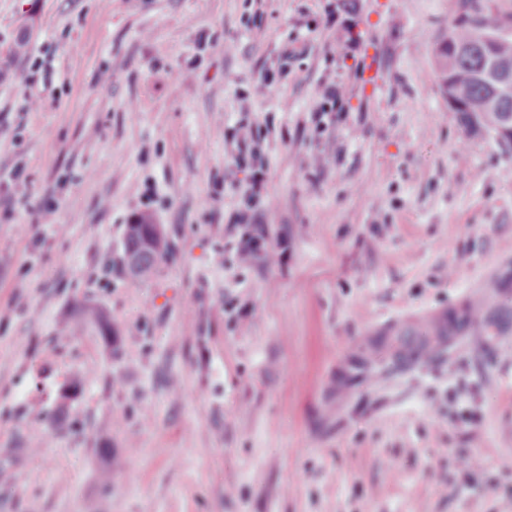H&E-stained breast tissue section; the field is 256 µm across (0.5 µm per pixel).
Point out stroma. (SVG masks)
<instances>
[{"instance_id": "obj_1", "label": "stroma", "mask_w": 512, "mask_h": 512, "mask_svg": "<svg viewBox=\"0 0 512 512\" xmlns=\"http://www.w3.org/2000/svg\"><path fill=\"white\" fill-rule=\"evenodd\" d=\"M330 2L0 0V512L512 506V146L448 105L462 0ZM324 81L353 95L323 131ZM138 215L169 252L135 279ZM257 137V125L247 117L240 119L233 134V162L239 168L246 167L251 170L248 185L252 195H259L264 191L268 181L265 163L254 146ZM256 213L234 211L228 217L227 232L238 263L248 264L267 253V239Z\"/></svg>"}]
</instances>
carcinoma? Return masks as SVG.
<instances>
[{"label":"carcinoma","instance_id":"obj_1","mask_svg":"<svg viewBox=\"0 0 512 512\" xmlns=\"http://www.w3.org/2000/svg\"><path fill=\"white\" fill-rule=\"evenodd\" d=\"M474 10L464 13L448 28V41L440 53L442 81L448 104L458 113L465 130L483 129L492 133L512 120V94L501 95L483 78L489 61L497 59L512 64V35L499 34L498 22L481 16L476 0H463ZM163 237L157 243L137 249L139 270L151 272L164 258Z\"/></svg>","mask_w":512,"mask_h":512}]
</instances>
